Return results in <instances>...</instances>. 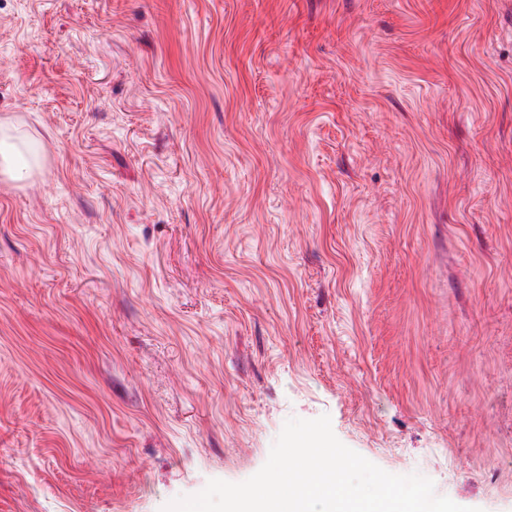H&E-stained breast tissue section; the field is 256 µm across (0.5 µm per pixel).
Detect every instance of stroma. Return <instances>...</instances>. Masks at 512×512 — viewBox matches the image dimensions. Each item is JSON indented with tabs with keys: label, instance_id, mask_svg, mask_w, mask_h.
<instances>
[{
	"label": "stroma",
	"instance_id": "stroma-1",
	"mask_svg": "<svg viewBox=\"0 0 512 512\" xmlns=\"http://www.w3.org/2000/svg\"><path fill=\"white\" fill-rule=\"evenodd\" d=\"M0 512H161L329 415L512 512V0H0ZM9 127L0 124V174L22 179L42 166L41 154L23 137L10 134Z\"/></svg>",
	"mask_w": 512,
	"mask_h": 512
}]
</instances>
